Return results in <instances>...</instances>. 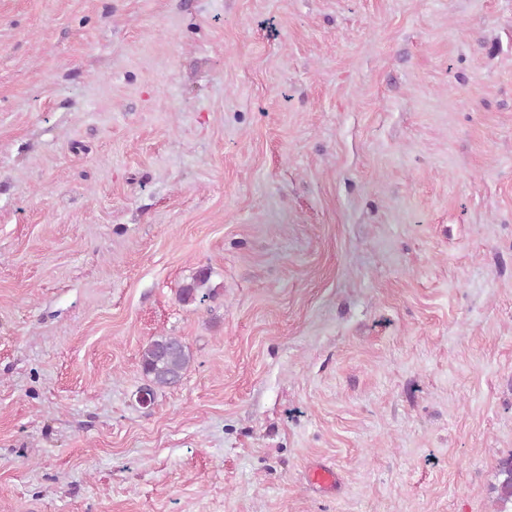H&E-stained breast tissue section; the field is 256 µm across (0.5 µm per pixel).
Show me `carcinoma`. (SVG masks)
Listing matches in <instances>:
<instances>
[{
	"label": "carcinoma",
	"instance_id": "cac0c4a2",
	"mask_svg": "<svg viewBox=\"0 0 512 512\" xmlns=\"http://www.w3.org/2000/svg\"><path fill=\"white\" fill-rule=\"evenodd\" d=\"M209 277L200 272L193 282L184 285L178 293L179 301L192 304L206 300L212 290L206 287ZM190 363L189 348L176 336H159L152 340L142 354V368L150 379L152 386L145 389V394L154 397L153 387H170L182 379ZM498 485L495 487L496 500L501 504L497 512H509L512 506V453L498 462Z\"/></svg>",
	"mask_w": 512,
	"mask_h": 512
}]
</instances>
